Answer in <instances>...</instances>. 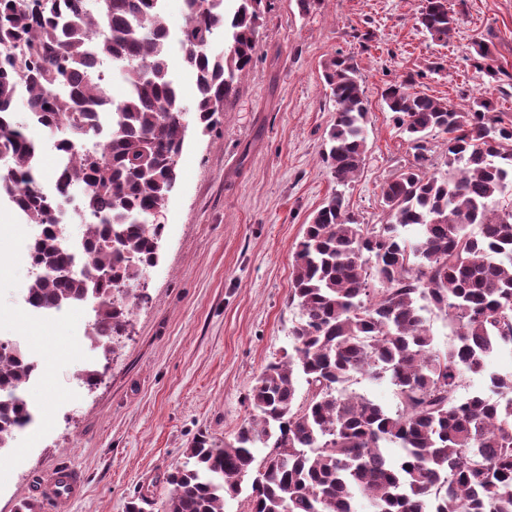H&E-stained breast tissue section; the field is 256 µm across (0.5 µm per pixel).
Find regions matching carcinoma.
Instances as JSON below:
<instances>
[{
    "instance_id": "carcinoma-1",
    "label": "carcinoma",
    "mask_w": 512,
    "mask_h": 512,
    "mask_svg": "<svg viewBox=\"0 0 512 512\" xmlns=\"http://www.w3.org/2000/svg\"><path fill=\"white\" fill-rule=\"evenodd\" d=\"M163 0H0V195L42 234L31 243L35 276L29 302L60 309L97 303L95 340L104 352L131 326L146 298V280L161 228L142 225L164 209L177 178L187 126L196 114L210 132L255 52L263 0H183L182 49L193 72V106L168 69ZM447 0H424L416 24L446 43L459 18ZM224 46L215 47L217 34ZM471 49L492 83L501 73L488 45ZM112 58L123 75L116 89L92 77ZM336 106L323 162L345 186L367 157L368 99L353 58L336 55L325 69ZM413 78L388 85L382 98L413 160L381 187L384 224H362L334 193L304 225L293 253L290 301L299 309L292 352L256 379L251 421L233 440L198 436L185 461L167 474L164 512H224L225 497L247 492L248 512H512V372H487V359L512 347V125L498 119L485 94L460 108L412 91ZM27 86L32 123L101 135L102 151L82 138L57 140L80 149L60 187L86 188L96 218L86 227L88 258L74 270L62 246L57 200L36 187L39 144L12 117ZM442 136L447 170L436 176L429 138ZM419 227L410 240L403 230ZM448 317L456 342L441 352L418 304ZM360 374L395 387L392 414L344 389ZM27 355L0 353V391L23 386ZM485 390L461 395L468 377ZM308 386L296 405L299 379ZM22 398H0V450L29 419ZM267 448L257 458V445ZM400 450L391 461L388 448Z\"/></svg>"
}]
</instances>
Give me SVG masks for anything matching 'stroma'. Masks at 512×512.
<instances>
[{
    "mask_svg": "<svg viewBox=\"0 0 512 512\" xmlns=\"http://www.w3.org/2000/svg\"><path fill=\"white\" fill-rule=\"evenodd\" d=\"M423 0H269L248 72L203 135L194 113L165 206V230L146 280L149 298L110 352L91 340L77 306L52 318L19 303L32 274L20 252L32 230L0 201V336L42 363L23 397L36 416L0 452V512H15L54 466L77 468L81 495L56 512H162L165 477L200 434L229 438L252 414L256 377L291 347L293 252L304 224L334 193L322 161L335 104L323 80L336 54L354 56L370 112L364 169L344 189L363 224H383L381 186L413 151L382 102L387 84L463 106L491 92L512 123V0H448L459 24L448 43L415 24ZM489 44L504 75L484 87L470 46ZM101 372L82 381L86 361Z\"/></svg>",
    "mask_w": 512,
    "mask_h": 512,
    "instance_id": "stroma-1",
    "label": "stroma"
}]
</instances>
